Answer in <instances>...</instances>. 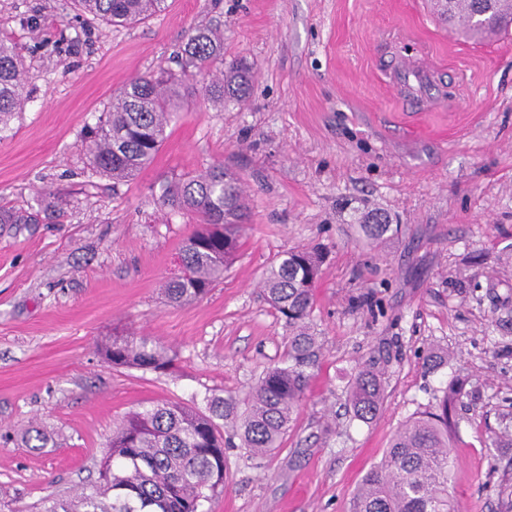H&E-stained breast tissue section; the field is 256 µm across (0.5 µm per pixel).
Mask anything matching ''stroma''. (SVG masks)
Listing matches in <instances>:
<instances>
[{
	"instance_id": "35a3bbf8",
	"label": "stroma",
	"mask_w": 512,
	"mask_h": 512,
	"mask_svg": "<svg viewBox=\"0 0 512 512\" xmlns=\"http://www.w3.org/2000/svg\"><path fill=\"white\" fill-rule=\"evenodd\" d=\"M168 3L108 28L70 0H0L30 91L0 135V206L47 213L0 224V512L95 483L140 406L247 393L289 336L263 275L319 244L308 387L271 455L225 449L206 512H350L398 430L444 404L456 512H512V33L464 40L429 0ZM216 22L225 60L252 66L248 101L189 98L136 179L89 177L85 127L134 77L178 70L189 32ZM405 54L431 71L422 95L389 87ZM214 165L243 189L240 246L206 296L172 304L160 285L198 224L159 203L160 185ZM374 209L398 226L377 248L359 228ZM115 335L161 344L168 369L105 362ZM431 348L448 353L434 372ZM372 361L384 400L365 423L346 390Z\"/></svg>"
}]
</instances>
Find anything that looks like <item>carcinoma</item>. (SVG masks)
Returning <instances> with one entry per match:
<instances>
[{"instance_id":"cac0c4a2","label":"carcinoma","mask_w":512,"mask_h":512,"mask_svg":"<svg viewBox=\"0 0 512 512\" xmlns=\"http://www.w3.org/2000/svg\"><path fill=\"white\" fill-rule=\"evenodd\" d=\"M74 2L83 15L110 26L140 23L167 8V0ZM445 2L447 21H455V11L463 12L468 18L465 32L472 38L492 39L512 26V8H503L501 0ZM222 63L224 30L203 26L184 44L180 73L160 67L124 86L88 128L90 175L127 182L147 169L190 93L201 92L220 111L226 102L246 101L252 75L242 60L229 63L222 77L199 89L184 84L188 73ZM26 100L18 48L0 40V133ZM159 201L197 218V230L181 247L188 274L163 284L169 301H196L224 277L236 252L246 216L238 179L223 166H214L164 184ZM37 223L38 216L30 212L0 209V224ZM360 228L372 247L393 231L376 210L365 215ZM323 262L318 249L291 250L265 272L263 293L286 318L290 334L282 361L268 368L245 397L213 393L205 397L204 412L180 403L141 406L112 430L98 483L77 494V504L55 502L44 512H203L211 493L224 485V448L235 446L234 439L251 459L279 448L308 384L306 368L315 364L320 350L309 333V319ZM100 354L114 366L158 371L170 364L165 349L145 337L114 336ZM382 400L380 371L373 366L359 370L349 387L353 417L363 422L375 418ZM448 422L445 403L440 412L421 413L404 424L381 464L365 473L351 512H455L448 495Z\"/></svg>"}]
</instances>
